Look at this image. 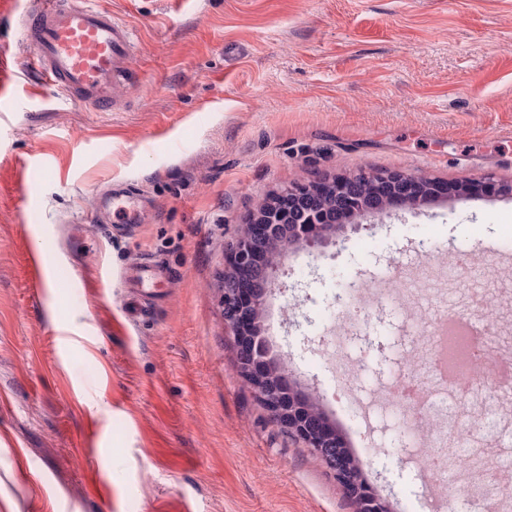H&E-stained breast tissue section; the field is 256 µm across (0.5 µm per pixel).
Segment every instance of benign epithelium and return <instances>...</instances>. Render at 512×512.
Wrapping results in <instances>:
<instances>
[{
	"instance_id": "obj_1",
	"label": "benign epithelium",
	"mask_w": 512,
	"mask_h": 512,
	"mask_svg": "<svg viewBox=\"0 0 512 512\" xmlns=\"http://www.w3.org/2000/svg\"><path fill=\"white\" fill-rule=\"evenodd\" d=\"M424 177L393 174H359L355 178L320 179L308 184L293 185L278 192L265 208H257L246 220L243 232L230 255L229 271L224 275V323L233 335L239 375L251 387L264 405L270 418L287 434L302 441L319 455L332 471L343 495L356 503L358 512H389L386 503L363 481L354 463L336 449L344 446L339 433L325 426L321 413L310 399L285 391L288 370L279 362L267 359L259 339L265 330L264 308L268 296L276 286L280 257L290 249L323 242L335 229L329 215L312 207L314 198L332 187L335 206L352 217L366 218L376 214L377 202L359 196L361 184L398 182L403 185V196L394 198L385 210L406 203L411 208L423 204L417 190ZM463 194L476 196L495 191L512 195L511 183L491 184L482 181L460 183ZM293 198L306 204L302 209L306 219L300 224L277 222L279 204ZM272 239L276 243L274 255L258 259L255 244Z\"/></svg>"
}]
</instances>
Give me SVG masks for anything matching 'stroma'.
Instances as JSON below:
<instances>
[{
	"mask_svg": "<svg viewBox=\"0 0 512 512\" xmlns=\"http://www.w3.org/2000/svg\"><path fill=\"white\" fill-rule=\"evenodd\" d=\"M134 35L135 82L112 112L55 91L0 110V512H355L333 473L240 378L224 272L258 201L299 181L405 173L512 182V0H92ZM145 202L100 220L105 193ZM468 268L449 273L458 253ZM43 286L33 290L31 256ZM148 259L172 278L122 285ZM423 278L438 308H489L512 358V197L429 201L337 225L290 251L267 319L297 389L318 401L391 512H431L396 418L362 399L406 375L414 309L359 321L335 387L337 296ZM99 493H91L90 480Z\"/></svg>",
	"mask_w": 512,
	"mask_h": 512,
	"instance_id": "35a3bbf8",
	"label": "stroma"
}]
</instances>
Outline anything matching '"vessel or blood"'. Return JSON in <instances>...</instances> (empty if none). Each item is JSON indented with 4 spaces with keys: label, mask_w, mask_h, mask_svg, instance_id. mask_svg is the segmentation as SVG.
Listing matches in <instances>:
<instances>
[{
    "label": "vessel or blood",
    "mask_w": 512,
    "mask_h": 512,
    "mask_svg": "<svg viewBox=\"0 0 512 512\" xmlns=\"http://www.w3.org/2000/svg\"><path fill=\"white\" fill-rule=\"evenodd\" d=\"M0 18L17 20L30 46L27 66L42 85L98 112H109L120 102V91L134 74L130 67L133 34L111 12L87 0H0ZM15 63L0 57V101L17 95ZM125 222L140 219V207L124 189L112 190L105 202ZM129 278L145 294L157 288L156 271L137 265Z\"/></svg>",
    "instance_id": "vessel-or-blood-1"
}]
</instances>
